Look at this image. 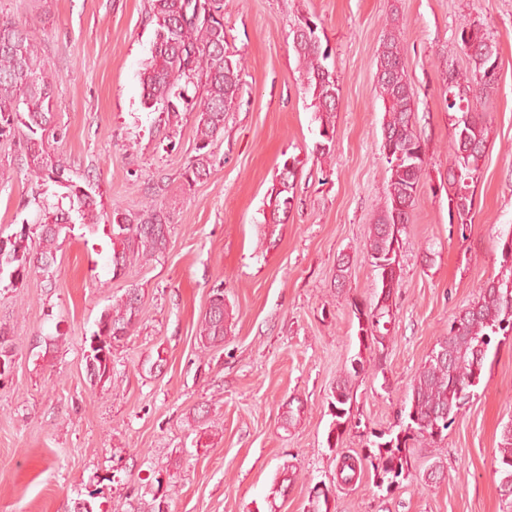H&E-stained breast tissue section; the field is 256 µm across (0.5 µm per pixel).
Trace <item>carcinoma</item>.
Returning a JSON list of instances; mask_svg holds the SVG:
<instances>
[{"label":"carcinoma","mask_w":512,"mask_h":512,"mask_svg":"<svg viewBox=\"0 0 512 512\" xmlns=\"http://www.w3.org/2000/svg\"><path fill=\"white\" fill-rule=\"evenodd\" d=\"M149 22L153 39L151 57L140 75L142 104L163 116L170 138L177 134L183 116L194 114L195 155L181 174L180 189L185 190L210 174L215 147L224 137V112L238 96L244 65L226 49L224 0H151ZM310 22V17L299 21L293 31V47L319 122L314 152L326 155L335 146L334 117L340 89L329 63L332 50L310 28ZM457 42L471 68L465 75L448 70V109L460 113L450 146L454 166L448 169V214L465 224L473 206L469 180L479 170L488 143L483 115L471 111L469 103L494 89L497 75L491 73V67L498 52L481 28L472 23L461 26ZM376 66V83L385 109L382 133L388 137L380 152L390 178L386 207L372 224L365 249L371 260L393 267L394 285H380L377 302L365 312L367 326L358 327L366 333L371 355L376 348H387L386 324L392 316L394 286L399 284L395 270L399 249L392 248V241L401 238L410 220L411 210L400 211L396 205L406 201L414 205L417 186L426 170L423 144L415 129L414 92L407 79L398 29L384 34ZM54 85L55 76L39 54L30 30L15 22H0V137L24 126L29 174L38 182H51L62 189L57 203L37 202L34 223L22 225L20 233L12 237L0 236V282L8 280L11 288L17 287L32 268L52 281L59 240L66 239L78 224L94 228L101 220L94 187L82 186L68 177L67 166L54 154V144L63 138L55 121ZM298 164L295 159L290 166L282 165L271 186L270 203L277 224L284 223L285 211L295 196ZM106 221L115 276L125 271L129 257L150 261L166 250L170 218L153 199L136 214L117 206ZM32 235L39 244L34 252L28 245ZM502 258L500 276L486 282L478 300L448 323L450 330L460 323V332L437 341L414 379L411 396L400 407V430L377 435L373 451L363 456L339 452L338 469L343 481H352L353 474L368 465L378 478L377 487L389 492L392 482L398 481L408 467V441H442L444 431L469 402L470 388L479 382L493 339L512 333V240L503 244ZM141 311L140 289L134 285L102 312L86 354L92 375L101 379L110 374L112 349L131 335ZM228 320L224 289L216 288L199 323L203 348L224 344ZM442 350L445 355L441 357L438 352ZM335 392L338 396L331 400V407L338 411L335 420L346 422L353 400L349 379L338 381ZM498 453L495 473L500 476L501 491L512 495V426L503 430ZM295 478V467L283 463L281 480L271 489V495L285 494L287 484Z\"/></svg>","instance_id":"obj_1"}]
</instances>
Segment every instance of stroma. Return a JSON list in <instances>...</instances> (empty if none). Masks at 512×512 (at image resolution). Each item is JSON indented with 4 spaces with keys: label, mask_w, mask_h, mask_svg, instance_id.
<instances>
[{
    "label": "stroma",
    "mask_w": 512,
    "mask_h": 512,
    "mask_svg": "<svg viewBox=\"0 0 512 512\" xmlns=\"http://www.w3.org/2000/svg\"><path fill=\"white\" fill-rule=\"evenodd\" d=\"M149 10L150 0H0V21L32 28L57 75V152L72 179L94 185L102 213L135 212L151 198L170 217L166 251L131 258L124 275L112 274L103 229L78 227L57 252L53 281L32 272L0 288V334L14 347L0 376V512H512L495 472L512 424V335L493 342L438 446L408 448L398 487L380 490L369 468L345 484L336 467L337 451L365 455L374 433L397 430L399 407L449 320L501 271L512 238V0H224L228 47L245 71L209 176L184 191L194 118L170 141L141 104ZM310 15L340 86L325 156L313 151L319 123L292 46L293 26ZM465 22L496 44L499 76L473 104L488 146L463 230L448 217L456 113L443 72L469 68L456 40ZM393 24L426 174L402 234L393 340L380 366L350 376L351 420L333 449L331 394L359 352L353 310L373 304L380 285L364 243L387 199L375 72ZM23 140L0 137L6 237L34 222L32 196L53 204L60 193L31 180ZM292 156L302 162L297 201L276 224L268 190ZM134 285L139 323L113 351L109 377H90L84 351L96 322ZM219 286L230 331L204 352L197 329ZM295 398L304 411L282 428L281 405ZM286 462L297 478L272 497ZM435 466L437 479L423 483Z\"/></svg>",
    "instance_id": "obj_1"
}]
</instances>
